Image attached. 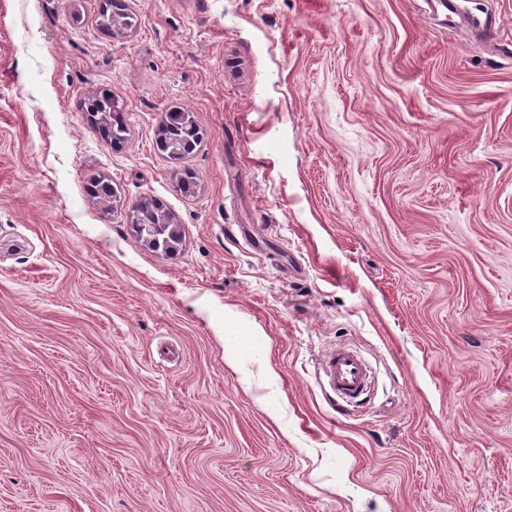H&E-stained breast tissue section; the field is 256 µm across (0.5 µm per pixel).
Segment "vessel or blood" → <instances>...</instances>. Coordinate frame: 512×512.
Here are the masks:
<instances>
[{
	"instance_id": "obj_1",
	"label": "vessel or blood",
	"mask_w": 512,
	"mask_h": 512,
	"mask_svg": "<svg viewBox=\"0 0 512 512\" xmlns=\"http://www.w3.org/2000/svg\"><path fill=\"white\" fill-rule=\"evenodd\" d=\"M322 370L331 393L346 405L361 402L371 388L369 367L350 346L341 345L324 354Z\"/></svg>"
}]
</instances>
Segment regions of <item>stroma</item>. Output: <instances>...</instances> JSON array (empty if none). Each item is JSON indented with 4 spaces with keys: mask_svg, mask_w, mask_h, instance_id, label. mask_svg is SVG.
I'll list each match as a JSON object with an SVG mask.
<instances>
[{
    "mask_svg": "<svg viewBox=\"0 0 512 512\" xmlns=\"http://www.w3.org/2000/svg\"><path fill=\"white\" fill-rule=\"evenodd\" d=\"M125 4L0 0V512H512V0ZM81 112H86L100 135L112 145H119L126 139L125 105L111 93L101 92L89 97ZM203 135L202 129L196 125L190 112L182 107L172 106L164 113L156 146L169 158H172L169 152L178 146L183 154L177 156V159H181L194 152L202 141ZM161 212H166V209L157 201L141 205L135 215L138 222L134 225L140 234L151 237L157 244L163 246L168 233L161 224H171V235H179L181 226L167 216H162L159 221L160 224H155V214L159 215ZM322 370L331 393L348 406L361 402L371 388L369 367L350 346H337L324 354Z\"/></svg>",
    "mask_w": 512,
    "mask_h": 512,
    "instance_id": "35a3bbf8",
    "label": "stroma"
}]
</instances>
